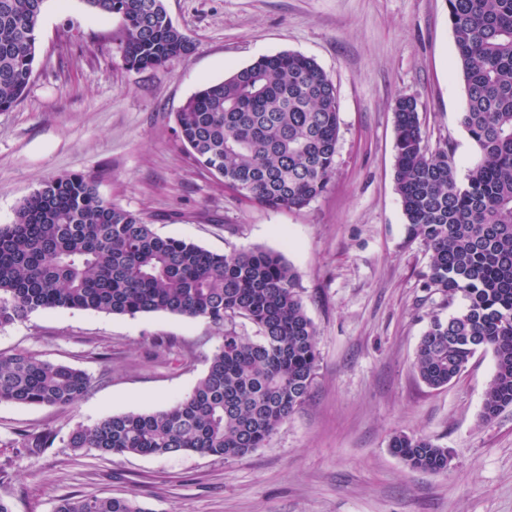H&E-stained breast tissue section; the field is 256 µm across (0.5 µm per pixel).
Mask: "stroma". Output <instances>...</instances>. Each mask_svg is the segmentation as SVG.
Wrapping results in <instances>:
<instances>
[{
	"mask_svg": "<svg viewBox=\"0 0 512 512\" xmlns=\"http://www.w3.org/2000/svg\"><path fill=\"white\" fill-rule=\"evenodd\" d=\"M195 43L164 67L123 66L118 17L83 0H46L25 97L0 112V226L61 174L162 236L229 254L262 248L295 270L319 353L304 404L265 447L239 458L102 455L67 448L70 431L109 415L163 410L189 394L220 342L202 318L38 310L0 328V354L28 353L85 372L67 407L0 404V496L14 512L58 497H135L146 512H512V407L481 415L494 374L478 352L456 381L429 388L414 364L432 316L463 307L426 287L430 253L409 239L395 183L398 98L418 105L429 153L459 176L479 151L460 126L464 85L446 0H166ZM283 51L313 58L336 86L339 139L326 191L272 209L225 187L179 138L175 114L203 84ZM52 429L28 454L25 434ZM449 451L427 474L393 456V435Z\"/></svg>",
	"mask_w": 512,
	"mask_h": 512,
	"instance_id": "stroma-1",
	"label": "stroma"
}]
</instances>
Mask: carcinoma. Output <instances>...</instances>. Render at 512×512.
Listing matches in <instances>:
<instances>
[{
	"mask_svg": "<svg viewBox=\"0 0 512 512\" xmlns=\"http://www.w3.org/2000/svg\"><path fill=\"white\" fill-rule=\"evenodd\" d=\"M46 0H0V111L29 86ZM122 20L121 59L158 68L194 42L165 0H83ZM465 85L459 123L479 150L465 182L448 152L427 153L416 101L395 104V181L409 238L430 251L427 286L460 297L463 309L435 316L420 339L416 370L430 387L448 385L480 351L494 357L482 403L491 420L512 406V0H448ZM194 159L224 185L273 209H301L327 188L336 162V88L298 53L266 55L208 83L176 114ZM46 309L134 317L165 312L204 318L221 331L192 391L161 411L127 412L79 425L75 451L243 457L267 442L305 401L318 362L316 330L283 257L264 250L213 253L161 237L141 216L104 199L82 174L44 181L0 227V327ZM256 327L246 336L235 318ZM90 379L29 354L0 356V402L71 406ZM50 430L27 451L54 447ZM392 452L409 468L441 472L448 449L398 434ZM53 512H146L129 497H61Z\"/></svg>",
	"mask_w": 512,
	"mask_h": 512,
	"instance_id": "carcinoma-1",
	"label": "carcinoma"
}]
</instances>
